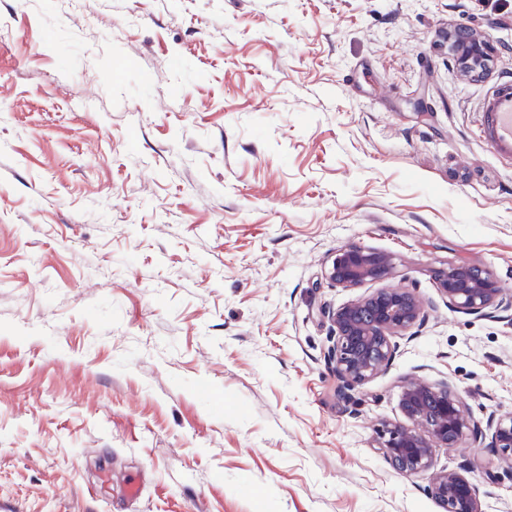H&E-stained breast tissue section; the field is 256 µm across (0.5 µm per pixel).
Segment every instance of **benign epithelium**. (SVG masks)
<instances>
[{
	"label": "benign epithelium",
	"mask_w": 512,
	"mask_h": 512,
	"mask_svg": "<svg viewBox=\"0 0 512 512\" xmlns=\"http://www.w3.org/2000/svg\"><path fill=\"white\" fill-rule=\"evenodd\" d=\"M457 66L469 74L481 73L494 48L462 27L452 35ZM392 258L358 244L336 251L325 269L326 280L336 288H356L387 280ZM439 290L448 306L482 315L502 303V288L486 269L454 263L439 271ZM333 334L327 358L334 364L338 392L345 394L384 371L393 360L398 343L425 322L424 302L410 288L382 286L368 295L335 308L322 310ZM404 423L383 429L380 449L386 461L407 476L432 472L428 494L443 512H483L478 486L468 477L470 463L458 470L432 471L436 451L454 448L470 438L494 448L512 461V414L491 413L486 421L473 419L457 389L446 381L410 377L400 386Z\"/></svg>",
	"instance_id": "7a95c632"
}]
</instances>
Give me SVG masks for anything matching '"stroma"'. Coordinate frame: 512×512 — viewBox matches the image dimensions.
<instances>
[{"instance_id": "1", "label": "stroma", "mask_w": 512, "mask_h": 512, "mask_svg": "<svg viewBox=\"0 0 512 512\" xmlns=\"http://www.w3.org/2000/svg\"><path fill=\"white\" fill-rule=\"evenodd\" d=\"M509 78L512 0H0V512H442L377 430L411 376L512 413V162L478 130ZM350 243L429 319L343 398ZM453 262L502 307L449 309ZM469 455L512 512L493 449L436 464ZM452 41L457 66L469 74L481 73L494 51L493 46L465 27L454 31ZM392 269V258L388 254L363 245L349 244L336 251L325 269V278L336 288H356L365 283L387 280Z\"/></svg>"}]
</instances>
